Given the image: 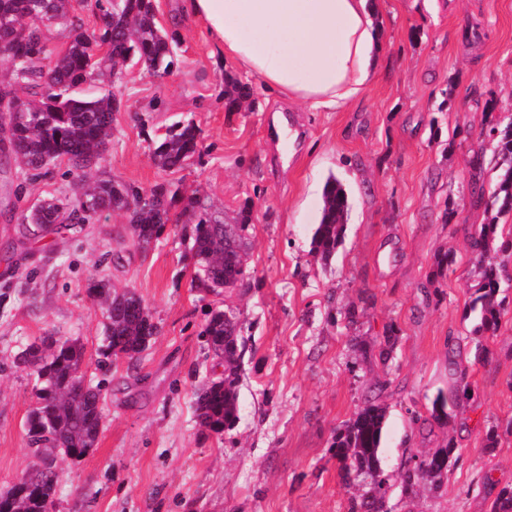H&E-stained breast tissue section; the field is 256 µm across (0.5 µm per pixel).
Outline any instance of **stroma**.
I'll use <instances>...</instances> for the list:
<instances>
[{
  "label": "stroma",
  "instance_id": "stroma-1",
  "mask_svg": "<svg viewBox=\"0 0 512 512\" xmlns=\"http://www.w3.org/2000/svg\"><path fill=\"white\" fill-rule=\"evenodd\" d=\"M385 58L377 81L345 112L288 105L225 59L183 10L157 0L160 25L177 32L178 63L163 78L138 65L114 91L120 109L96 168L151 190L169 183L207 199L213 218L235 223L252 207L247 287L195 288L188 235L168 226L148 248L134 244L124 216L104 212L77 231L23 237L35 202L74 189L68 165L34 181L0 171V490L38 462L24 422L35 381L13 358L39 336L80 339L83 369L101 388L103 427L80 459L56 461L57 512H345L348 498L331 442L365 402L387 409L380 449L394 490L391 512H487L485 479L512 486V434L485 451L490 426L512 420V306L473 357L466 308L477 279L470 236L490 214L472 195L491 186L499 160L488 145V102L512 113V0H375ZM251 89L238 112L224 108V79ZM295 132L284 154L272 119ZM194 122L202 150L171 173L150 159L154 138ZM452 153H445L448 137ZM345 186L351 210L329 261L311 251L328 176ZM457 209L444 223L447 201ZM454 261L432 279L434 259ZM135 290L159 333L137 360L98 368L104 336L94 280ZM363 304L357 324L339 314ZM232 308L246 326L240 422L205 431L195 394L212 378L202 330L211 310ZM400 329L389 364L363 358L388 323ZM470 388L455 416L430 418L437 391ZM454 440L440 488L401 494L409 457Z\"/></svg>",
  "mask_w": 512,
  "mask_h": 512
}]
</instances>
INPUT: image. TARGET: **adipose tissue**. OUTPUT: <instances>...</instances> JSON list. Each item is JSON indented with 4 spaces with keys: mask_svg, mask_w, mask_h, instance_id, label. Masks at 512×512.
<instances>
[{
    "mask_svg": "<svg viewBox=\"0 0 512 512\" xmlns=\"http://www.w3.org/2000/svg\"><path fill=\"white\" fill-rule=\"evenodd\" d=\"M186 9L241 71L309 109L346 111L378 76L373 0H186Z\"/></svg>",
    "mask_w": 512,
    "mask_h": 512,
    "instance_id": "ef3b65f1",
    "label": "adipose tissue"
}]
</instances>
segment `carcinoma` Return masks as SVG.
Returning a JSON list of instances; mask_svg holds the SVG:
<instances>
[{
	"instance_id": "carcinoma-1",
	"label": "carcinoma",
	"mask_w": 512,
	"mask_h": 512,
	"mask_svg": "<svg viewBox=\"0 0 512 512\" xmlns=\"http://www.w3.org/2000/svg\"><path fill=\"white\" fill-rule=\"evenodd\" d=\"M99 26L90 31L75 14L72 0H0V57L9 61L14 87L0 103V166L10 162L28 180L47 176L51 163L66 160L75 170H84L92 157H100L112 137V123L119 105L104 87L89 95L85 86L120 79V66L132 60L159 76L172 71L177 57L176 35L156 23L155 0H94ZM56 23L68 31L65 49L51 64L37 63L50 55L42 26ZM250 95V87L233 78L225 80L224 106L229 112ZM493 153L502 160L500 173L490 193L480 187L477 197L496 211L472 236L471 248L479 255L478 284L469 303L474 325L475 349L486 357L482 339L494 334L505 311L499 298L504 269L487 259L490 251H512V231L497 243L498 218L512 214V117L489 109L486 113ZM200 154V130L191 122H178L154 142L151 160L163 171L181 170ZM127 215L133 240L146 248L169 224L188 218L193 239L190 249L197 287L217 295L246 285L242 241L252 223L249 207H243L235 224L212 221L209 206L193 191L170 184L146 191L112 177L82 185L73 199L52 198L25 216L27 224L41 234L76 229L94 219L101 210ZM350 200L344 185L331 176L323 190L319 224L314 228L312 251L327 260L344 238ZM92 296L100 301L104 322L101 355H123L130 360L144 351L158 333V325L142 298L131 289L118 290L107 279L93 282ZM245 326L231 310L211 313L202 335L224 371L213 377L196 400L202 427L215 433L233 430L239 420L238 383L246 353ZM399 328L384 326L378 349L365 347L366 356H378L387 364L394 351ZM84 345L77 338L48 342L39 338L26 346L14 362L28 366L37 378V400L28 414L26 429L41 465L27 471L7 490L0 492V512H55L54 487L58 456L74 459L96 447L103 424L100 389L86 381L82 371ZM457 395L438 391L430 417L443 423L451 417ZM386 423L385 407L369 402L359 408L336 432L331 448L341 464L342 478L357 491L347 498V512H390L386 508L390 485L380 464ZM455 444L425 456H412L402 476V488L414 492L420 484L438 486L443 478L444 458ZM490 512H512V487L496 493Z\"/></svg>"
}]
</instances>
